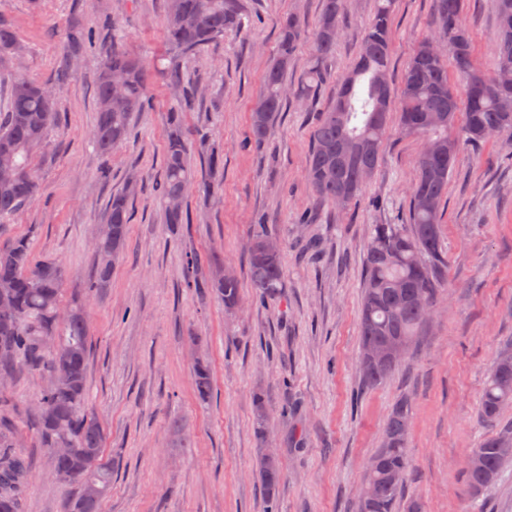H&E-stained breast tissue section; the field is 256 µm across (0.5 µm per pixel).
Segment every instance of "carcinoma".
Wrapping results in <instances>:
<instances>
[{
	"label": "carcinoma",
	"instance_id": "obj_1",
	"mask_svg": "<svg viewBox=\"0 0 512 512\" xmlns=\"http://www.w3.org/2000/svg\"><path fill=\"white\" fill-rule=\"evenodd\" d=\"M440 35L448 51L434 50L436 40L420 41L405 68L398 91L399 124L438 144L432 160L416 159L414 184L409 192V224H374L364 258L361 299V370L365 384L375 386L405 362L382 356L366 360L369 350L402 342L413 354L416 338L427 324L434 304L443 291L445 253L440 217L448 198V179L460 143L481 146L495 135L512 134V91L501 87L502 73L512 72V0H497L499 38L497 64L485 72L475 66L474 43L463 25L464 0H436ZM395 0H376L374 13L365 29L359 57L343 79L333 103L319 116L311 134L306 163L307 180L319 201L336 204L340 193L350 204L361 193L364 182L353 180L349 170L336 162V145L362 143L370 149L358 156V165L372 174L381 161V148L393 112L392 88L385 83L391 68L392 19ZM343 0H322L316 31L310 44V66L299 95H314L323 76L319 64L336 51V39L344 18ZM241 0H166L164 38L168 55L186 58L242 27ZM303 29L294 15L280 23L278 51L263 76L264 91L250 116V144L262 147L271 134L285 104V74L298 52ZM20 52L10 24L0 19V62ZM462 81L463 94L452 84L448 68ZM144 64L112 46L100 63L96 85L97 116L92 137L97 150L107 156L127 140L133 113L148 105ZM180 104L170 110L167 141L161 173L154 191L163 206L164 222L186 224L189 215L185 195L196 178L182 125V113L191 107L198 89L175 76ZM57 116V91L24 77L10 89L8 109L0 112V167L13 172L0 180V219H5L34 202L40 182L33 163ZM211 177L224 168L223 156L203 150ZM131 194H112L104 218L108 233L101 235V253L88 288L101 292L110 286L112 268L127 243ZM276 234L260 224L255 229L246 263L250 286L260 301L277 298L284 287L282 253H269L264 243ZM191 270L188 287L210 293L232 311L241 300L238 277L218 275L224 268L213 264L211 275L196 277L197 259L186 260ZM65 288L63 267L36 257L29 239L13 236L0 242V290L11 295L15 309L0 314V377L13 378L23 365L52 377L59 368L67 372L61 386L48 384L35 399V416L44 448L53 456L55 471L64 482L80 487L99 483L108 492L112 463L104 456L103 428L84 410L88 396V330L83 304L73 302L66 315L59 313ZM55 341L51 351L45 340ZM195 390L206 399L212 391L209 364L195 365ZM512 404V342L500 347L478 404L480 423L492 434L472 450L463 473L466 494L476 499L499 476L505 461L512 460V424L504 427L503 407ZM254 420L259 441L265 440L267 401L254 396ZM408 401H398L387 419L381 448L373 455L359 493L357 512H396L406 475L411 466L408 439ZM68 449L64 454L56 446ZM256 475L266 499V512H276L282 479L279 459L257 457ZM29 480V461L16 451V436L0 420V512H23L22 497ZM101 499L79 492L67 512H98Z\"/></svg>",
	"mask_w": 512,
	"mask_h": 512
}]
</instances>
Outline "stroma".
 <instances>
[{
  "label": "stroma",
  "instance_id": "35a3bbf8",
  "mask_svg": "<svg viewBox=\"0 0 512 512\" xmlns=\"http://www.w3.org/2000/svg\"><path fill=\"white\" fill-rule=\"evenodd\" d=\"M243 31L225 34L191 60L174 62L162 33L165 0H0L22 46L0 67V106L14 76L58 92L57 120L36 159L38 199L6 219L0 233L26 236L67 274L61 304H85L89 331L87 410L105 430L112 482L100 512H265L256 476L253 396L268 401L269 444L283 471L278 512H355L367 463L380 448L387 416L410 406L411 467L404 501L422 512H512V464L477 500L462 471L487 436L477 407L500 346L512 340V136L480 150L460 147L441 217L448 263L446 296L417 340L413 358L368 387L360 369L363 254L375 224L408 221V193L420 138L391 122L378 170L347 210L318 206L305 174L317 114L332 102L359 54L375 0H347L335 53L323 64L314 101L289 99L262 148L249 143V114L278 49L279 22L294 13L313 34L320 0H242ZM435 0H396L393 80L416 44L436 34ZM463 22L479 67L493 70L495 0H465ZM84 52L68 56L72 34ZM147 69L152 104L134 113L129 138L103 158L92 143L94 85L111 44ZM199 81L203 93L185 115L190 140L224 155L222 189L195 187L192 222L173 230L151 182L177 103L169 79ZM107 178H100L101 168ZM135 184L129 238L104 293L88 292L93 240L113 192ZM284 244L279 298L255 300L242 253L255 224ZM319 241L318 259H300ZM214 256L239 276L243 301L221 300L186 283V255ZM211 361L214 392H194L197 357ZM46 383L19 369L0 384V417L31 466L26 512H63L78 488L56 476L32 406Z\"/></svg>",
  "mask_w": 512,
  "mask_h": 512
}]
</instances>
